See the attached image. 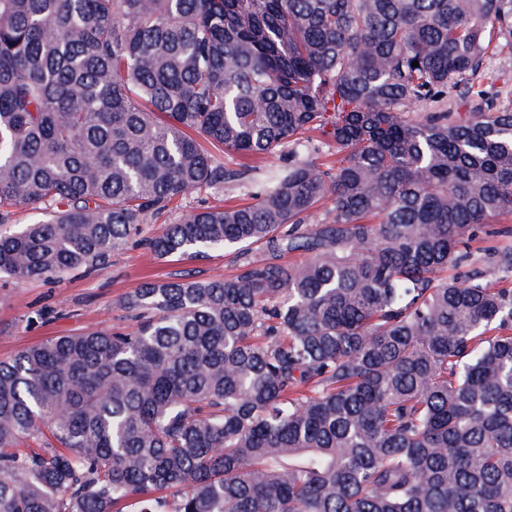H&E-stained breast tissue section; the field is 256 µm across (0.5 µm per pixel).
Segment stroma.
Listing matches in <instances>:
<instances>
[{
	"label": "stroma",
	"mask_w": 512,
	"mask_h": 512,
	"mask_svg": "<svg viewBox=\"0 0 512 512\" xmlns=\"http://www.w3.org/2000/svg\"><path fill=\"white\" fill-rule=\"evenodd\" d=\"M246 190L226 184L222 191L188 195L180 209L163 213L144 225L146 236L166 233L183 213L203 206L248 202ZM238 272L233 251H215L199 260L165 261L141 247L113 253L109 263L92 273L72 272L53 283L16 281L0 274V360L52 336L78 330L124 326V298L147 281L181 275L193 281L224 280Z\"/></svg>",
	"instance_id": "1"
}]
</instances>
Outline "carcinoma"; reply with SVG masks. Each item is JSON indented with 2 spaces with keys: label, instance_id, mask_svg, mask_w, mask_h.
I'll return each instance as SVG.
<instances>
[{
  "label": "carcinoma",
  "instance_id": "1",
  "mask_svg": "<svg viewBox=\"0 0 512 512\" xmlns=\"http://www.w3.org/2000/svg\"><path fill=\"white\" fill-rule=\"evenodd\" d=\"M491 31L512 0H0V224L42 214L0 273L239 262L0 361V512H512V244L508 286L457 273L512 218ZM285 143L254 202L142 236L251 179L211 149ZM248 191L240 189L232 183L224 184L223 191L202 190L188 195L179 209L165 212L153 218L149 224L143 225V236H161L169 228L170 224H176L185 213L203 206H218L225 204H238L252 202Z\"/></svg>",
  "mask_w": 512,
  "mask_h": 512
}]
</instances>
